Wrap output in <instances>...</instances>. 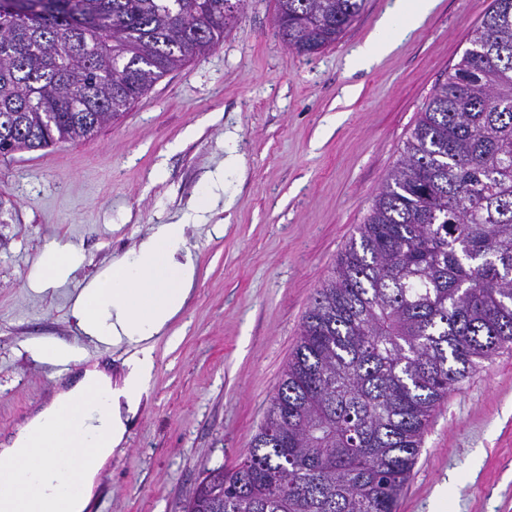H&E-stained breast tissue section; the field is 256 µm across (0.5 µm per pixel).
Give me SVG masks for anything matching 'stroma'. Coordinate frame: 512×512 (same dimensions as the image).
<instances>
[{"label": "stroma", "instance_id": "stroma-1", "mask_svg": "<svg viewBox=\"0 0 512 512\" xmlns=\"http://www.w3.org/2000/svg\"><path fill=\"white\" fill-rule=\"evenodd\" d=\"M389 3L365 0L335 44L305 58L279 37L274 0H247L223 40L118 123L0 155V440L89 364L120 382L129 348L83 336L72 301L156 225L188 226L193 297L153 342L152 378L89 512H181L209 470L246 453L316 288L492 0H437L370 69L348 68ZM219 170L222 198L196 218ZM52 240L83 263L64 284L31 287ZM56 342L75 357L54 372L33 349ZM396 512H512V351L441 404Z\"/></svg>", "mask_w": 512, "mask_h": 512}]
</instances>
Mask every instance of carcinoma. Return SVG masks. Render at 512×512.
I'll list each match as a JSON object with an SVG mask.
<instances>
[{
  "mask_svg": "<svg viewBox=\"0 0 512 512\" xmlns=\"http://www.w3.org/2000/svg\"><path fill=\"white\" fill-rule=\"evenodd\" d=\"M364 0H275L310 57ZM226 0L0 10V155L88 139L224 38ZM315 290L264 420L184 512H395L424 433L512 349V0H494Z\"/></svg>",
  "mask_w": 512,
  "mask_h": 512,
  "instance_id": "carcinoma-1",
  "label": "carcinoma"
}]
</instances>
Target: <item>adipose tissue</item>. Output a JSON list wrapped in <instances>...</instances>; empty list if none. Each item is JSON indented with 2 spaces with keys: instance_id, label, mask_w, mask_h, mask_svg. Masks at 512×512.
<instances>
[{
  "instance_id": "obj_1",
  "label": "adipose tissue",
  "mask_w": 512,
  "mask_h": 512,
  "mask_svg": "<svg viewBox=\"0 0 512 512\" xmlns=\"http://www.w3.org/2000/svg\"><path fill=\"white\" fill-rule=\"evenodd\" d=\"M435 0H393L376 37L354 51L352 65L369 67L416 28ZM81 264L78 251L45 246L31 285L63 284ZM196 265L186 227L161 224L77 294L72 314L84 335L134 347L121 385L88 368L0 448V512H87L96 478L124 440L125 414L136 413L154 370L152 340L188 304Z\"/></svg>"
}]
</instances>
